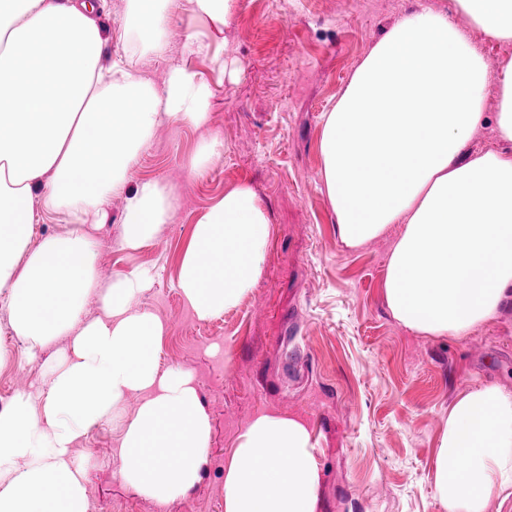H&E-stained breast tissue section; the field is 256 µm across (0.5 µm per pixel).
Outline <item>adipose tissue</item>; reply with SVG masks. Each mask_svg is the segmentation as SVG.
<instances>
[{
  "instance_id": "adipose-tissue-1",
  "label": "adipose tissue",
  "mask_w": 512,
  "mask_h": 512,
  "mask_svg": "<svg viewBox=\"0 0 512 512\" xmlns=\"http://www.w3.org/2000/svg\"><path fill=\"white\" fill-rule=\"evenodd\" d=\"M179 3L201 24L225 26L236 0H127V32L144 53L163 51ZM94 12L91 0H0V296L29 360L70 339L42 384L18 389L0 411V512H88L86 461L73 446L104 423L122 431V480L161 506L194 486L210 448L191 373L161 367L166 326L139 308L149 270L103 277L94 231L119 195V249L157 240L178 203L160 180H133L137 159L161 124L202 126L211 91L184 66L160 86L103 70ZM455 13L512 41V0H450L448 12L405 16L326 113L318 148L340 243L357 249L398 232L383 284L393 317L420 334L464 338L512 304V60L489 69ZM491 89L509 148L473 153ZM46 211L68 229L33 241ZM269 224L241 182L194 225L177 286L199 319L253 291ZM91 301L101 317H84ZM315 450L306 422L257 414L224 466V512H317ZM434 483L444 512H486L492 498L512 497V392L487 383L454 400Z\"/></svg>"
}]
</instances>
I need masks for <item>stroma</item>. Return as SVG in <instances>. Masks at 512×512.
<instances>
[{
	"instance_id": "35a3bbf8",
	"label": "stroma",
	"mask_w": 512,
	"mask_h": 512,
	"mask_svg": "<svg viewBox=\"0 0 512 512\" xmlns=\"http://www.w3.org/2000/svg\"><path fill=\"white\" fill-rule=\"evenodd\" d=\"M97 4L103 66L123 54L159 84L183 64L212 91L207 125H160L135 168L179 202L158 241L116 247L119 196L96 232L106 276L151 270L140 307L167 326L161 365L193 374L211 448L197 483L161 507L120 479L119 430L92 428L75 444L87 460L89 512H224V462L263 411L303 418L318 440L319 512H444L434 468L448 408L484 382L512 391V306L462 340L402 326L383 291L395 237L354 251L339 242L318 140L325 113L372 47L405 15L447 10L449 0H237L228 28L204 31L210 51L200 56L183 51L186 33L200 28L182 11L168 23L162 55L146 62L123 36L126 0ZM211 135L223 138V156L190 172ZM239 182L270 215L265 271L237 307L203 321L177 288L179 258L194 224ZM7 323L0 310V395L11 396L20 384H40L69 339L57 337L32 361Z\"/></svg>"
}]
</instances>
